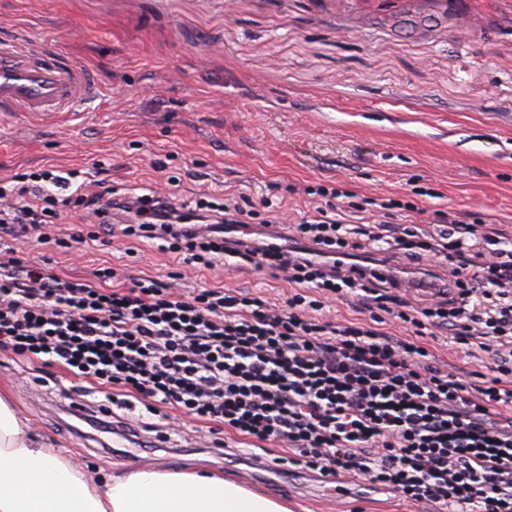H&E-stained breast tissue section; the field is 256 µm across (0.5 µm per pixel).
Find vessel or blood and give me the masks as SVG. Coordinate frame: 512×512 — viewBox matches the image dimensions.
Returning <instances> with one entry per match:
<instances>
[{
    "label": "vessel or blood",
    "instance_id": "1",
    "mask_svg": "<svg viewBox=\"0 0 512 512\" xmlns=\"http://www.w3.org/2000/svg\"><path fill=\"white\" fill-rule=\"evenodd\" d=\"M93 91L90 75L52 47L0 45V112H70Z\"/></svg>",
    "mask_w": 512,
    "mask_h": 512
}]
</instances>
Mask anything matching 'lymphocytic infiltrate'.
<instances>
[{"label":"lymphocytic infiltrate","instance_id":"f902f5d3","mask_svg":"<svg viewBox=\"0 0 512 512\" xmlns=\"http://www.w3.org/2000/svg\"><path fill=\"white\" fill-rule=\"evenodd\" d=\"M0 180V239H51L59 191L80 180L86 209L120 211L108 234L161 241L178 262L207 271L235 262L287 274L284 306L221 286L191 294L150 276L117 283L113 268L65 280L15 249L0 255V351L56 365L105 389L91 420L111 429L113 409L141 404L207 425L257 449L286 443L291 465L348 476L438 512H512V229L440 212L439 233L419 207L393 198L352 199L340 186L307 187L311 214L288 227L284 248L251 247L236 235L245 212L210 194L176 203L149 192L113 197L77 170ZM435 256L448 284L435 303L410 305L402 283L375 256ZM355 299L367 318L333 322L328 300ZM405 335L387 331V323ZM451 336L479 345V382L437 365L422 341Z\"/></svg>","mask_w":512,"mask_h":512}]
</instances>
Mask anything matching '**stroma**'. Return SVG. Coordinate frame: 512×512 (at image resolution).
Instances as JSON below:
<instances>
[{"instance_id":"stroma-1","label":"stroma","mask_w":512,"mask_h":512,"mask_svg":"<svg viewBox=\"0 0 512 512\" xmlns=\"http://www.w3.org/2000/svg\"><path fill=\"white\" fill-rule=\"evenodd\" d=\"M15 37L55 44L89 70L95 94L76 112L0 115V180L97 169L121 193L265 196L287 221L304 210L305 186L340 183L413 202L425 225L438 209L512 225V0H0V40ZM22 250L69 279L109 266L162 281L177 271L184 291L224 286L272 304L290 290L267 272H199L123 237ZM36 375L0 353L15 408L97 477L120 464L208 470L293 512H433L288 463L252 472L248 450L216 453L204 427L167 442L97 431L71 404L104 394Z\"/></svg>"}]
</instances>
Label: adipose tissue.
<instances>
[{
    "label": "adipose tissue",
    "mask_w": 512,
    "mask_h": 512,
    "mask_svg": "<svg viewBox=\"0 0 512 512\" xmlns=\"http://www.w3.org/2000/svg\"><path fill=\"white\" fill-rule=\"evenodd\" d=\"M0 512H291L287 502L197 472L120 468L105 484L41 444L0 392Z\"/></svg>",
    "instance_id": "adipose-tissue-1"
}]
</instances>
